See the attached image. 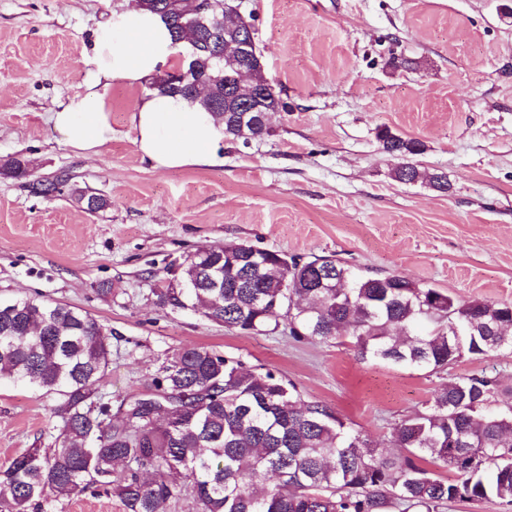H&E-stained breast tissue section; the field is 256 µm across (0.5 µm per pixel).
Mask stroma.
<instances>
[{
	"label": "stroma",
	"mask_w": 512,
	"mask_h": 512,
	"mask_svg": "<svg viewBox=\"0 0 512 512\" xmlns=\"http://www.w3.org/2000/svg\"><path fill=\"white\" fill-rule=\"evenodd\" d=\"M132 0H0V297L38 296L112 331L103 390L113 405L149 386L186 346L276 369L308 401L390 448L391 429L441 385L483 372L512 385V351L464 356L428 374L359 360L349 343L295 340L287 326L238 333L160 305L170 269L198 248L248 243L357 273L399 274L466 303L512 302V0H231L251 17L265 74L287 109L223 164L177 170L142 159L131 125L147 84L112 80V141L66 146L49 120L83 94L93 31ZM423 142L416 162L440 193L393 180L382 128ZM68 171L107 197L91 213L70 192L27 184ZM53 397L0 380V470L53 446Z\"/></svg>",
	"instance_id": "obj_1"
}]
</instances>
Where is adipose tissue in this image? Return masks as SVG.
Listing matches in <instances>:
<instances>
[{"label":"adipose tissue","mask_w":512,"mask_h":512,"mask_svg":"<svg viewBox=\"0 0 512 512\" xmlns=\"http://www.w3.org/2000/svg\"><path fill=\"white\" fill-rule=\"evenodd\" d=\"M175 53L169 29L155 13L129 6L111 11L94 33L91 82L82 95L59 105L50 119L64 143L100 154L112 140V122L102 83L120 79L135 85L168 68ZM134 143L143 159L159 169L219 165L224 123L198 101L150 95L131 114Z\"/></svg>","instance_id":"ef3b65f1"}]
</instances>
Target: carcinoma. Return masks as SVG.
Returning a JSON list of instances; mask_svg holds the SVG:
<instances>
[{
    "mask_svg": "<svg viewBox=\"0 0 512 512\" xmlns=\"http://www.w3.org/2000/svg\"><path fill=\"white\" fill-rule=\"evenodd\" d=\"M164 3L168 11L157 7ZM168 23L189 62L176 76L157 75L148 89L224 108V137L248 144L269 127L242 120L225 84L242 70L263 78L238 52L242 22L213 0L197 23L194 0H134ZM222 33L220 52L208 46ZM383 152L397 159L392 177L448 192L445 176L422 172L413 157L424 145L384 128ZM63 170L29 182L52 195L68 185ZM77 202L96 212L108 200L89 190ZM167 284L163 305L190 309L229 330L273 333L285 303L289 333L322 342L350 339L361 360L439 373L464 354L512 350V303L466 304L404 276H360L332 255L298 262L279 251L234 243L206 247ZM112 360V330L86 311L39 297L0 307V379L9 378L57 403L55 448H30L0 471V512H44L54 499L92 488L113 491L124 512H167L186 498L192 512H444L455 500L497 499L512 507V405L487 407L502 393L497 377L472 375L436 390L424 408L396 423L395 460L333 409L305 401L270 368H250L204 346H187L159 366L151 387L176 400L156 415L141 402L112 412L102 383ZM449 468L445 480L421 465Z\"/></svg>",
    "mask_w": 512,
    "mask_h": 512,
    "instance_id": "1",
    "label": "carcinoma"
}]
</instances>
